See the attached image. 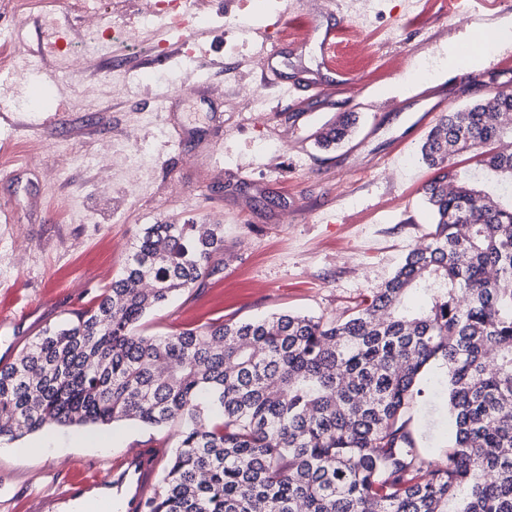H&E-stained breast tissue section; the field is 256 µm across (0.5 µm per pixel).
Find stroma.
I'll list each match as a JSON object with an SVG mask.
<instances>
[{"label": "stroma", "mask_w": 512, "mask_h": 512, "mask_svg": "<svg viewBox=\"0 0 512 512\" xmlns=\"http://www.w3.org/2000/svg\"><path fill=\"white\" fill-rule=\"evenodd\" d=\"M141 0H101L104 26H141ZM191 9L199 29L181 47L163 21L141 26L144 48L118 43L76 57L40 55L39 14L23 31L25 52L39 54L56 76L59 116L14 109L20 85L0 65V354L19 352L64 312L89 306L110 287L145 225L187 221L224 227L220 270L150 316L166 333L274 312L342 315L380 287L428 232L433 217L423 186L434 175L420 160L429 129L416 126L422 87L458 73L448 46L469 49L472 24L448 0H171ZM255 27L239 34L233 22ZM342 24L338 59L343 92L330 109L308 100L306 118L280 82L261 80L262 40L313 25ZM178 68V85L160 72ZM464 94L446 111L467 109L500 90L512 91L484 60ZM249 94L264 111L244 117ZM343 112L358 117V153L349 144L325 150L314 132ZM139 146L145 163L131 155ZM444 374L431 368L413 405L411 427L436 461L449 438L441 396ZM51 453L19 460L0 447V480L19 496L18 512L54 469L80 481L107 452L148 447L154 430L57 428Z\"/></svg>", "instance_id": "obj_1"}]
</instances>
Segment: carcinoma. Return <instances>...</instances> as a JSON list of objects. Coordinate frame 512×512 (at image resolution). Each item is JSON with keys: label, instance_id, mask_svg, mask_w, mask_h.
Returning a JSON list of instances; mask_svg holds the SVG:
<instances>
[{"label": "carcinoma", "instance_id": "carcinoma-1", "mask_svg": "<svg viewBox=\"0 0 512 512\" xmlns=\"http://www.w3.org/2000/svg\"><path fill=\"white\" fill-rule=\"evenodd\" d=\"M355 115L317 135L344 142ZM435 222L339 317L273 313L145 333L215 274L222 224H147L121 274L0 366V441L132 421L167 431L142 512H512V93L444 112L421 146ZM444 370L446 461L408 412Z\"/></svg>", "mask_w": 512, "mask_h": 512}]
</instances>
